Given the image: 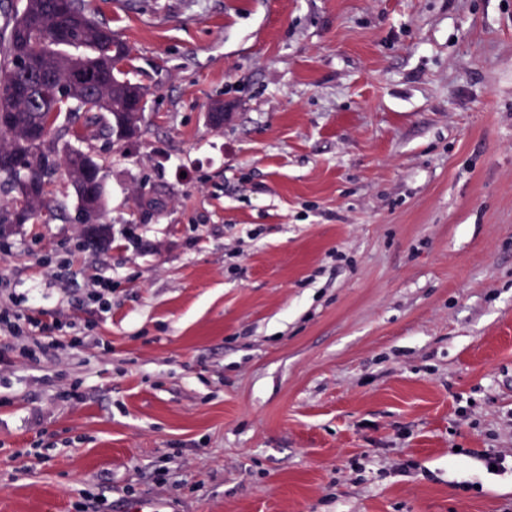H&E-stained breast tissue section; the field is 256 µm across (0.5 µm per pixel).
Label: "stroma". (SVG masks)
<instances>
[{"instance_id":"stroma-1","label":"stroma","mask_w":512,"mask_h":512,"mask_svg":"<svg viewBox=\"0 0 512 512\" xmlns=\"http://www.w3.org/2000/svg\"><path fill=\"white\" fill-rule=\"evenodd\" d=\"M89 7L143 134L92 143L111 247L0 235L69 324L0 334V512H512V0Z\"/></svg>"}]
</instances>
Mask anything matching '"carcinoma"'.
Segmentation results:
<instances>
[{
    "instance_id": "1",
    "label": "carcinoma",
    "mask_w": 512,
    "mask_h": 512,
    "mask_svg": "<svg viewBox=\"0 0 512 512\" xmlns=\"http://www.w3.org/2000/svg\"><path fill=\"white\" fill-rule=\"evenodd\" d=\"M0 0V12L8 15L0 27V87L23 74L15 60L39 46L41 84L27 95L0 96V105L13 113L12 123L0 127V159L14 158L23 167L0 168V225L47 224L61 218L62 208L53 204L52 186L63 171L73 194L84 199L83 175L87 165L101 166L90 156L91 143L112 136V121L129 111L128 95L147 91L125 78L131 50L122 44V55L112 60L109 78L101 82L79 80L75 70L91 67L104 56L107 44L117 39L105 23L88 22L86 0ZM83 114L82 125L59 123L62 113ZM32 127L46 131L44 145L28 142Z\"/></svg>"
}]
</instances>
